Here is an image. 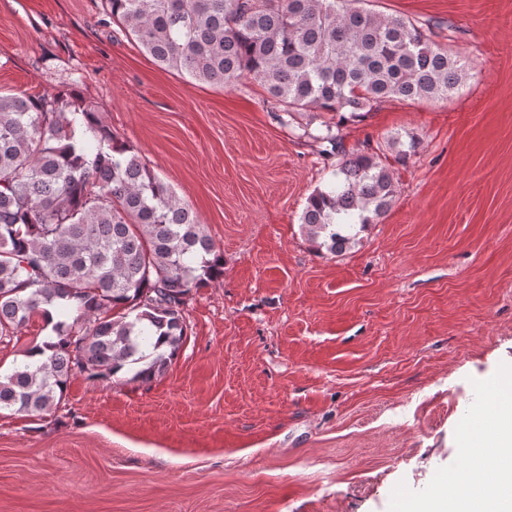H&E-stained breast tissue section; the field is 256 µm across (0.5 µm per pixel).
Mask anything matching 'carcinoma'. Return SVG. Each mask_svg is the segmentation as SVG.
<instances>
[{
	"instance_id": "cac0c4a2",
	"label": "carcinoma",
	"mask_w": 512,
	"mask_h": 512,
	"mask_svg": "<svg viewBox=\"0 0 512 512\" xmlns=\"http://www.w3.org/2000/svg\"><path fill=\"white\" fill-rule=\"evenodd\" d=\"M158 65L199 82L257 81L281 107L327 112L303 135L336 158L300 224L338 255L387 215L398 193L376 153L348 152L346 116L387 101L447 100L465 64L421 27L365 0H106ZM398 159L413 133L392 137ZM224 275V256L192 208L79 93L0 91V338L39 315L56 342L0 378V414L43 415L79 371L149 382L186 339L185 299Z\"/></svg>"
}]
</instances>
